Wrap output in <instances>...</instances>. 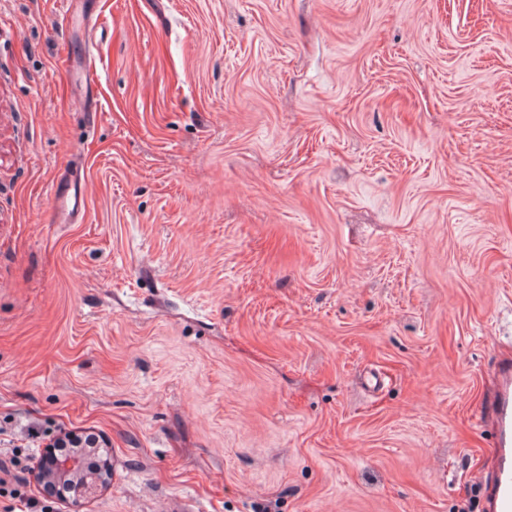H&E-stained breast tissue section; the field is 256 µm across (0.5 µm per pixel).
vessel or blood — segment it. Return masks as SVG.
<instances>
[{
  "label": "vessel or blood",
  "mask_w": 512,
  "mask_h": 512,
  "mask_svg": "<svg viewBox=\"0 0 512 512\" xmlns=\"http://www.w3.org/2000/svg\"><path fill=\"white\" fill-rule=\"evenodd\" d=\"M499 387L492 401L496 446V480L489 493L491 512H512V362L502 361Z\"/></svg>",
  "instance_id": "obj_1"
}]
</instances>
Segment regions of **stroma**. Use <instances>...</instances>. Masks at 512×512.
I'll list each match as a JSON object with an SVG mask.
<instances>
[{
    "label": "stroma",
    "mask_w": 512,
    "mask_h": 512,
    "mask_svg": "<svg viewBox=\"0 0 512 512\" xmlns=\"http://www.w3.org/2000/svg\"><path fill=\"white\" fill-rule=\"evenodd\" d=\"M509 354L512 0H0V461L105 440L81 512H488ZM82 77L85 84V90H86V97L85 100L81 104V109L86 110L90 113L89 116L92 118H95L97 116L96 110H91V100L93 91L97 85L98 80V73L96 68L95 59L93 57V54L91 51H87L83 61H82ZM87 101H88V108H87Z\"/></svg>",
    "instance_id": "obj_1"
}]
</instances>
